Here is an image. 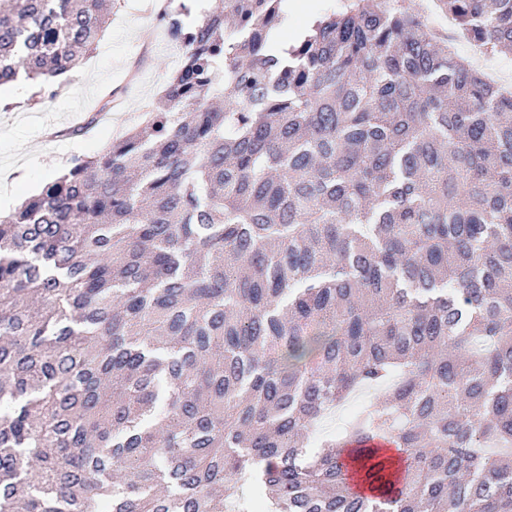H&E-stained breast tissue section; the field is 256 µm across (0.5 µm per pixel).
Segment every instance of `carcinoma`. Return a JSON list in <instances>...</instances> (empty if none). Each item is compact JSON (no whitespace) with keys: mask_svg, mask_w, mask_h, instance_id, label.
<instances>
[{"mask_svg":"<svg viewBox=\"0 0 512 512\" xmlns=\"http://www.w3.org/2000/svg\"><path fill=\"white\" fill-rule=\"evenodd\" d=\"M430 3L512 52V0ZM191 13L143 125L0 215V512H512V92L419 0ZM108 20L0 0V84ZM341 3L340 0H288V19L282 26L280 37L291 41L308 26V22L315 14L330 9ZM351 399L352 400L350 401L351 402L350 406L346 407V409L344 406L339 408L336 411V418L334 417V419L332 421H328L324 427L333 426V428H336V433L342 431L343 424L345 423V421H347V419L349 417H351L352 415L355 414V413L349 414L348 412L355 410V409H353L354 407L360 406L359 407V410H360L364 405H366L370 401L374 402L378 399H382V394L379 392H373V391L363 392V393L354 395Z\"/></svg>","mask_w":512,"mask_h":512,"instance_id":"cac0c4a2","label":"carcinoma"}]
</instances>
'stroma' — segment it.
I'll return each instance as SVG.
<instances>
[{"mask_svg": "<svg viewBox=\"0 0 512 512\" xmlns=\"http://www.w3.org/2000/svg\"><path fill=\"white\" fill-rule=\"evenodd\" d=\"M156 0H114L112 22L82 67L57 90L17 80L0 85V212L67 173L73 157H93L140 125L167 86L179 51L158 26ZM123 90L121 111L82 136L68 128L94 116L107 94Z\"/></svg>", "mask_w": 512, "mask_h": 512, "instance_id": "stroma-1", "label": "stroma"}]
</instances>
